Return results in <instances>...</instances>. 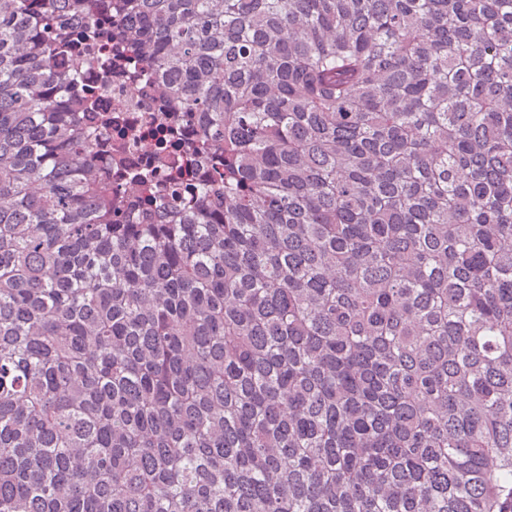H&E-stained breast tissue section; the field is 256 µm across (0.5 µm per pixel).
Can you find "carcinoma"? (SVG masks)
<instances>
[{"label": "carcinoma", "instance_id": "cac0c4a2", "mask_svg": "<svg viewBox=\"0 0 512 512\" xmlns=\"http://www.w3.org/2000/svg\"><path fill=\"white\" fill-rule=\"evenodd\" d=\"M0 512H512V0H0ZM77 84L91 86L98 90V108L103 112H112L120 121L128 138L138 141V148L126 155L128 164H134L152 155L150 145L156 136L154 129L145 123V116L153 108V100L148 88L153 84V77L148 74L132 80L118 74H106L99 69H89L79 78ZM86 85V86H84Z\"/></svg>", "mask_w": 512, "mask_h": 512}]
</instances>
